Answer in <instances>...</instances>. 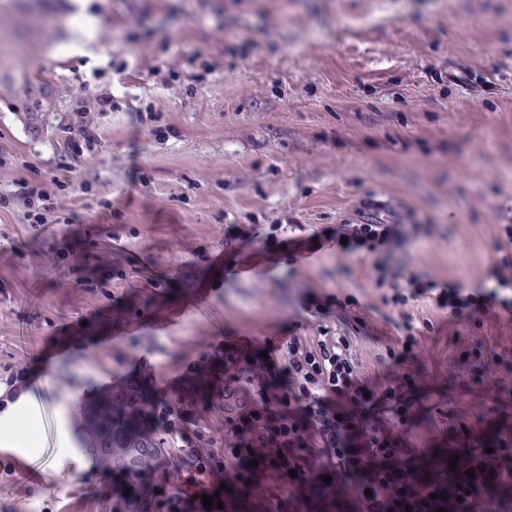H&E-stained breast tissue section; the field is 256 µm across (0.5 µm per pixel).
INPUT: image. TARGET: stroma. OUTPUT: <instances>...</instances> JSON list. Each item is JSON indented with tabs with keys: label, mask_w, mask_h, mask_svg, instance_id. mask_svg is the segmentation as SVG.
<instances>
[{
	"label": "stroma",
	"mask_w": 512,
	"mask_h": 512,
	"mask_svg": "<svg viewBox=\"0 0 512 512\" xmlns=\"http://www.w3.org/2000/svg\"><path fill=\"white\" fill-rule=\"evenodd\" d=\"M77 16L91 38L73 34ZM0 37L9 66L51 89L33 124L22 92L0 87V380L27 369L42 395L24 429L0 417V448L46 478L26 487L0 469V512H94L101 485L71 431L88 386L141 360L160 394L213 344L292 326L312 345L347 337L376 390L413 380L404 419L366 413L404 463L477 458L493 428L512 440V311L454 318L414 299L407 343L384 320L394 292L374 287L372 256L310 240L388 200L436 226L398 260L481 284L512 225V0H28L0 9ZM103 93L111 111L94 109ZM21 178L41 183L50 223H28L10 196ZM250 224L282 247L239 238ZM292 248L314 256L290 265ZM229 262L259 275H225ZM308 291L321 313L295 314ZM103 330L109 349L82 348ZM52 334L70 349L39 351ZM254 479L260 492L221 496L222 512L288 497L355 512L331 483L323 511L301 485Z\"/></svg>",
	"instance_id": "stroma-1"
}]
</instances>
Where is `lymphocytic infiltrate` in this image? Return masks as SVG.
Masks as SVG:
<instances>
[{
  "label": "lymphocytic infiltrate",
  "mask_w": 512,
  "mask_h": 512,
  "mask_svg": "<svg viewBox=\"0 0 512 512\" xmlns=\"http://www.w3.org/2000/svg\"><path fill=\"white\" fill-rule=\"evenodd\" d=\"M405 222L398 219L383 224L374 219L362 223L340 224L329 232L315 233L319 244L336 246L338 251L351 254L364 249L376 254L377 262L371 269L375 287L394 288L404 285L413 297L433 298L439 308L449 310L452 316L468 314L472 308L497 300L499 291L512 288V260L505 254L512 250V225L495 241V249L502 253L501 261L491 266L488 276L495 288L480 292L471 291L460 281L437 282L416 273L394 258L395 250L406 239ZM267 358L261 362L241 360L234 352L224 354V366L229 370H244L246 383L252 384L257 400L243 405L233 429L249 432L245 442H231L217 446L207 442L199 447L194 443L198 430L186 424L184 398L165 400L166 417L162 422L164 432L170 437L173 450H189L190 454L207 451V465H192L191 476H184L182 469H174L173 490L183 485H201L203 477L220 471H239L248 468L250 460H258L263 468L276 472L280 481L297 477L305 481L319 473L343 474L351 470L376 471L383 467L385 458L399 459V449L381 453L380 442L374 433H367L364 447L347 450L343 447L346 421L339 415L348 408L369 404L380 406L394 400L398 411H405L407 401L402 388H388L379 397H369L370 386L358 370L349 344L336 345L319 342L311 346L303 337L289 336L283 348L267 346ZM278 371L279 383H272L268 374ZM281 452L287 459L288 471H280L275 460L268 457L267 449Z\"/></svg>",
  "instance_id": "f902f5d3"
}]
</instances>
